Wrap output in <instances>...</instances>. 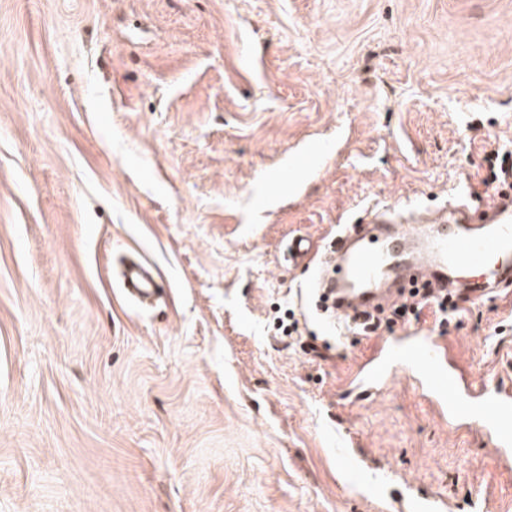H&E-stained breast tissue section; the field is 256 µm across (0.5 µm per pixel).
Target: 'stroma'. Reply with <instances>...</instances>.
I'll list each match as a JSON object with an SVG mask.
<instances>
[{
	"label": "stroma",
	"mask_w": 512,
	"mask_h": 512,
	"mask_svg": "<svg viewBox=\"0 0 512 512\" xmlns=\"http://www.w3.org/2000/svg\"><path fill=\"white\" fill-rule=\"evenodd\" d=\"M497 152L512 0H0V512H512L413 379L353 401L380 337L330 333L285 256L489 197ZM458 306L477 382L512 300ZM125 283L129 295L137 299H145L155 292L156 283L152 276L142 267L131 265L125 274Z\"/></svg>",
	"instance_id": "stroma-1"
}]
</instances>
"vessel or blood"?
<instances>
[{
	"mask_svg": "<svg viewBox=\"0 0 512 512\" xmlns=\"http://www.w3.org/2000/svg\"><path fill=\"white\" fill-rule=\"evenodd\" d=\"M485 230L451 231L418 240L416 229L401 211L388 208L374 213L366 227L337 236L332 251L347 253L344 277L362 296L377 292L381 281L394 276L405 281L424 276L433 294H453L456 276H485L484 293L512 295V194H493L481 210ZM129 295L145 299L156 283L142 267L125 274ZM332 294L337 318L351 316L336 278L321 279ZM412 375L419 386L447 414L450 421L494 436L497 454L512 456V376L494 375L475 383L453 369L447 343L424 330L382 340L373 356L348 378L359 400L370 399L396 372Z\"/></svg>",
	"mask_w": 512,
	"mask_h": 512,
	"instance_id": "obj_1",
	"label": "vessel or blood"
}]
</instances>
